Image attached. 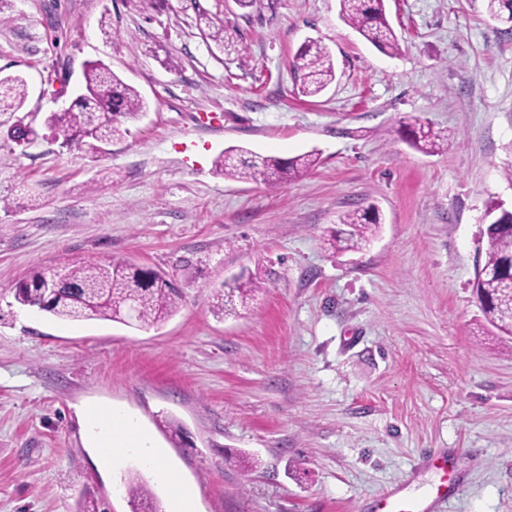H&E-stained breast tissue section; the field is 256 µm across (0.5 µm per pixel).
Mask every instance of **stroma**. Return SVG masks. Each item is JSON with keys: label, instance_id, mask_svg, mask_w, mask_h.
I'll use <instances>...</instances> for the list:
<instances>
[{"label": "stroma", "instance_id": "obj_1", "mask_svg": "<svg viewBox=\"0 0 512 512\" xmlns=\"http://www.w3.org/2000/svg\"><path fill=\"white\" fill-rule=\"evenodd\" d=\"M386 15L394 55L340 0H0V73L27 84L20 114L0 112V512H130L136 463L100 465L91 405L153 433L196 512H367L439 482L430 451L463 479L451 512H512V343L480 334L473 292L487 209L512 210V28L486 0H386ZM309 38L336 67L316 98L291 68ZM91 61L149 103L124 139L84 156L7 138L69 107ZM414 120L448 130L447 150L410 147ZM230 146L320 164L271 189L215 173ZM371 205V243L330 249ZM108 258L160 273L179 310L69 322L13 297L30 269ZM243 272L261 290L224 314L214 296Z\"/></svg>", "mask_w": 512, "mask_h": 512}]
</instances>
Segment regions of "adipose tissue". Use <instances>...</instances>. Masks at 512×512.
<instances>
[{
  "label": "adipose tissue",
  "mask_w": 512,
  "mask_h": 512,
  "mask_svg": "<svg viewBox=\"0 0 512 512\" xmlns=\"http://www.w3.org/2000/svg\"><path fill=\"white\" fill-rule=\"evenodd\" d=\"M86 433L105 461L137 458L171 495L165 512H194L190 490L181 484L164 460V450L153 435L126 411L116 406H94L84 413Z\"/></svg>",
  "instance_id": "ef3b65f1"
}]
</instances>
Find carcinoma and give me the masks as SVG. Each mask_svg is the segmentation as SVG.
<instances>
[{"label":"carcinoma","instance_id":"obj_1","mask_svg":"<svg viewBox=\"0 0 512 512\" xmlns=\"http://www.w3.org/2000/svg\"><path fill=\"white\" fill-rule=\"evenodd\" d=\"M344 22L372 45L388 54L399 50L398 38L386 18L385 0H340ZM491 19L512 23V0H486ZM299 80V92L308 97L321 94L336 77L335 65L326 46L309 39L292 61ZM85 86L79 101L61 112H52L46 126L63 136L70 150L96 155L114 140L124 138L128 129L122 120L147 110V102L133 86L124 83L106 65L88 64ZM27 97L25 81L19 76L0 78V112L19 111ZM19 146L34 143L38 131L23 123L10 130ZM411 146L424 154L439 153L448 147V132L416 121L409 129ZM315 153L282 158L259 155L240 147H228L215 160L216 173L227 178L282 186L315 169ZM486 229L484 264L478 268L473 288L487 329L512 340V310L506 297L512 289V211L493 207ZM342 227L331 235L335 249L354 250L376 233L378 218L372 207L358 209L341 219ZM259 288L252 277H239L224 285L217 307L230 314L234 302L246 304ZM17 303L37 308L62 320L125 321V308L134 305L137 326H152L172 316L180 307L182 294L152 270L132 269L116 261H81L64 267V282L54 286L50 273L30 271L13 289ZM132 512L146 505L160 509L158 501L139 474L124 478Z\"/></svg>","mask_w":512,"mask_h":512}]
</instances>
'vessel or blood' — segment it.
<instances>
[{
	"label": "vessel or blood",
	"instance_id": "b4317fda",
	"mask_svg": "<svg viewBox=\"0 0 512 512\" xmlns=\"http://www.w3.org/2000/svg\"><path fill=\"white\" fill-rule=\"evenodd\" d=\"M428 466L441 473L440 483L431 485L426 491L414 494L395 488L374 501V512H445L448 503V488L459 483L451 458L441 454L428 453Z\"/></svg>",
	"mask_w": 512,
	"mask_h": 512
}]
</instances>
